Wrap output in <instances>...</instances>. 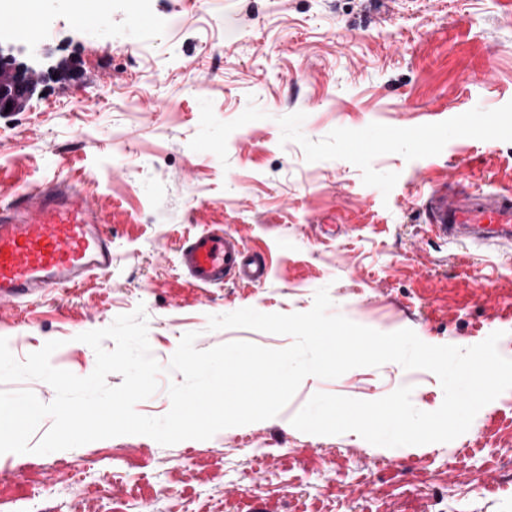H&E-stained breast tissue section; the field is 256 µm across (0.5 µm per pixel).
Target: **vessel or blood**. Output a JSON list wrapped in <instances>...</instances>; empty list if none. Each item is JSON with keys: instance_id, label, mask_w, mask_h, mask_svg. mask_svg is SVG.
<instances>
[{"instance_id": "vessel-or-blood-1", "label": "vessel or blood", "mask_w": 512, "mask_h": 512, "mask_svg": "<svg viewBox=\"0 0 512 512\" xmlns=\"http://www.w3.org/2000/svg\"><path fill=\"white\" fill-rule=\"evenodd\" d=\"M438 238L480 245H512V190L470 194L433 186L424 204ZM107 217L75 179L54 175L0 201V302L21 306L112 271L114 248ZM179 275L196 288L232 282L264 285L270 264L228 230L202 229L180 246Z\"/></svg>"}]
</instances>
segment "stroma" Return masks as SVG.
Wrapping results in <instances>:
<instances>
[{"label":"stroma","mask_w":512,"mask_h":512,"mask_svg":"<svg viewBox=\"0 0 512 512\" xmlns=\"http://www.w3.org/2000/svg\"><path fill=\"white\" fill-rule=\"evenodd\" d=\"M45 0L33 42L0 24V47L41 75L19 112H0V193L54 173L88 181L108 215L112 272L25 309L0 305L17 360L60 341L51 363H96L78 334L144 308L151 352L290 337L212 331L242 308L332 313L430 345L501 332L512 359V248L444 243L421 213L445 180L512 188V0ZM77 79L59 80V64ZM484 79L466 82V71ZM496 117L482 124L483 114ZM432 132L422 143L418 131ZM224 228L271 260L258 288L188 287L185 237ZM438 377L389 362L306 377L275 417L163 446L127 435L46 455H0V512H512V390L448 443L386 448L347 432H300L317 392L373 401Z\"/></svg>","instance_id":"obj_1"}]
</instances>
